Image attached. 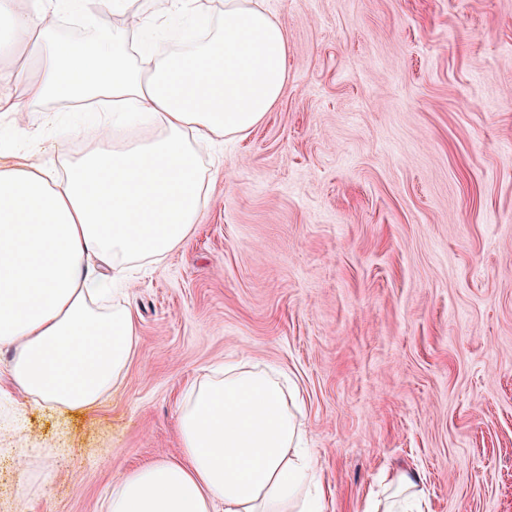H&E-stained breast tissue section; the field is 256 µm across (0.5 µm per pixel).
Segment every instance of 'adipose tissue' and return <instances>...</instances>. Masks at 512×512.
Here are the masks:
<instances>
[{
  "label": "adipose tissue",
  "mask_w": 512,
  "mask_h": 512,
  "mask_svg": "<svg viewBox=\"0 0 512 512\" xmlns=\"http://www.w3.org/2000/svg\"><path fill=\"white\" fill-rule=\"evenodd\" d=\"M50 0L30 16L0 0L38 74L31 101L77 106L109 97L112 129L149 123L145 140L119 139L58 171L51 163L0 165V351L10 382L50 407L87 409L123 379L138 341L129 303L115 291L132 265L160 261L192 234L210 180L197 149L247 135L279 100L288 38L265 0H172L134 36L108 34L103 15L134 0ZM79 15L87 38L51 35ZM204 30L162 54L159 39ZM271 373L236 365L189 383L178 417L180 452L125 471L102 512H324L314 452ZM424 491L404 471L385 481L368 512H424Z\"/></svg>",
  "instance_id": "adipose-tissue-1"
}]
</instances>
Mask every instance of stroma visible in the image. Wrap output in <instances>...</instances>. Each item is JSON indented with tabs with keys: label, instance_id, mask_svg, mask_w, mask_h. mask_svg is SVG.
Wrapping results in <instances>:
<instances>
[{
	"label": "stroma",
	"instance_id": "stroma-1",
	"mask_svg": "<svg viewBox=\"0 0 512 512\" xmlns=\"http://www.w3.org/2000/svg\"><path fill=\"white\" fill-rule=\"evenodd\" d=\"M270 7L282 95L203 154L192 235L129 284L122 384L63 410L0 375V512H100L123 472L178 455L184 386L229 363L301 390L325 512H364L398 470L428 512H512V0ZM0 96L25 105L0 112V142L37 145L24 163L62 134L72 161L99 144L93 111Z\"/></svg>",
	"mask_w": 512,
	"mask_h": 512
}]
</instances>
